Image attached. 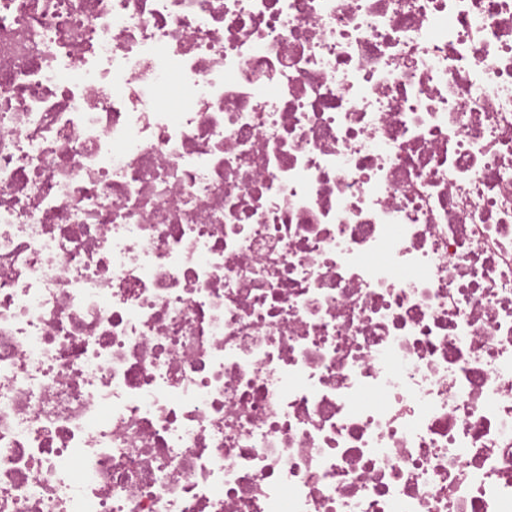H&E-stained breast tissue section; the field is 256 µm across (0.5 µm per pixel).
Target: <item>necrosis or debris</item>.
Returning a JSON list of instances; mask_svg holds the SVG:
<instances>
[{
	"label": "necrosis or debris",
	"mask_w": 512,
	"mask_h": 512,
	"mask_svg": "<svg viewBox=\"0 0 512 512\" xmlns=\"http://www.w3.org/2000/svg\"><path fill=\"white\" fill-rule=\"evenodd\" d=\"M0 512H512V0H0Z\"/></svg>",
	"instance_id": "1"
}]
</instances>
